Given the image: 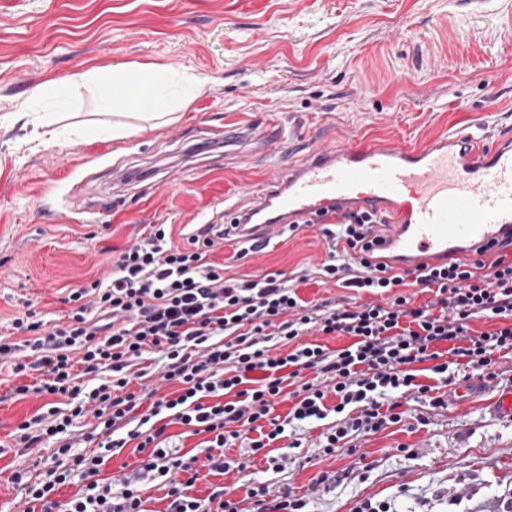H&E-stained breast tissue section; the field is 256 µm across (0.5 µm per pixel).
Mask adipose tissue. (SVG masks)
<instances>
[{"label": "adipose tissue", "instance_id": "obj_1", "mask_svg": "<svg viewBox=\"0 0 512 512\" xmlns=\"http://www.w3.org/2000/svg\"><path fill=\"white\" fill-rule=\"evenodd\" d=\"M202 85V78L188 71L175 72L157 64L119 63L108 72L92 68L47 80L33 96L51 98L61 91L76 95L84 89L93 92L106 111L117 113L132 105L145 119L158 120L186 109Z\"/></svg>", "mask_w": 512, "mask_h": 512}]
</instances>
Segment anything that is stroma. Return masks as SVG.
<instances>
[{
  "instance_id": "stroma-1",
  "label": "stroma",
  "mask_w": 512,
  "mask_h": 512,
  "mask_svg": "<svg viewBox=\"0 0 512 512\" xmlns=\"http://www.w3.org/2000/svg\"><path fill=\"white\" fill-rule=\"evenodd\" d=\"M160 64L194 70L205 84L168 124L105 113L90 93L38 109L33 88L93 66ZM42 111L58 141L32 138L26 115ZM277 116L282 161L310 147L362 139L420 146L461 127H512V0H0V336L22 341L17 317L68 318V293L106 279L153 224L190 244L202 216L224 223V198L251 205L272 162L255 141L225 131L262 130ZM134 126L113 139L115 120ZM131 171L112 181L113 167ZM93 210L79 224L73 208ZM216 241L209 261L228 278L285 272L305 301L351 305L369 296L320 282L328 242L320 226L285 231L277 244L236 258ZM19 380L0 367V512H24L9 477L41 478L53 447L19 457L12 433L42 406L13 397ZM492 392L431 409L406 398L400 424L354 438L355 452L318 455L311 429L284 468L251 463L240 475L200 471L195 490L221 483L242 512L246 490L268 499L292 489L306 512H353L387 500L397 512H507L512 507V418L494 414ZM329 481L319 483L321 473Z\"/></svg>"
}]
</instances>
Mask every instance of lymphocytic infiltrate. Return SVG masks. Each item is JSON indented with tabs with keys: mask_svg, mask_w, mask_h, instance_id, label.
Here are the masks:
<instances>
[{
	"mask_svg": "<svg viewBox=\"0 0 512 512\" xmlns=\"http://www.w3.org/2000/svg\"><path fill=\"white\" fill-rule=\"evenodd\" d=\"M377 219L354 215L330 224L323 234L332 248L319 267L325 281L357 292L387 295L386 303L335 307L300 298L284 272L253 279H228L208 261L213 239L190 247L171 242V227L152 225L148 237L122 253L108 281L72 290L67 322L16 318L23 342L0 338V364L13 375L37 372L34 383L16 386L28 394L68 398L21 422L15 442L29 450L52 442L53 463L42 479L22 485L25 512H145L143 486L166 487V512H240L223 487L196 496L197 456L183 453L166 434L169 425L207 434L204 451L210 472L244 473L248 461L227 457L245 443L259 455L276 441L284 446L274 466H282L300 439L289 432L323 424L321 456L334 455L353 437L402 422V398L414 396L429 407H445L432 385L420 383L413 366L427 362L443 385L457 380L494 382L498 357L512 354V260L497 256L423 265L397 272L381 260ZM421 286L433 301L414 305L405 289ZM494 322V329L470 333L471 319ZM321 333L349 337L329 351L307 342ZM158 354V377L171 390L156 395L146 386V370L136 363ZM141 381L132 392L133 381ZM293 394H285V384ZM288 403L285 414L277 407ZM98 440L91 454L79 442ZM143 459L119 479L101 478L103 465L128 443ZM75 493L59 500L60 488Z\"/></svg>",
	"mask_w": 512,
	"mask_h": 512,
	"instance_id": "lymphocytic-infiltrate-1",
	"label": "lymphocytic infiltrate"
}]
</instances>
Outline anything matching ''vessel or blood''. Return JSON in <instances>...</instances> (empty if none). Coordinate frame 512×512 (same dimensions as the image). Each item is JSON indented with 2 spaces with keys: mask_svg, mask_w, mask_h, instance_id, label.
I'll use <instances>...</instances> for the list:
<instances>
[{
  "mask_svg": "<svg viewBox=\"0 0 512 512\" xmlns=\"http://www.w3.org/2000/svg\"><path fill=\"white\" fill-rule=\"evenodd\" d=\"M361 210L390 223L382 249L400 271L512 239V133L490 146L455 131L415 148L367 141L322 148L282 167L249 209L224 204L225 217L255 244L276 228L329 224Z\"/></svg>",
  "mask_w": 512,
  "mask_h": 512,
  "instance_id": "1",
  "label": "vessel or blood"
}]
</instances>
